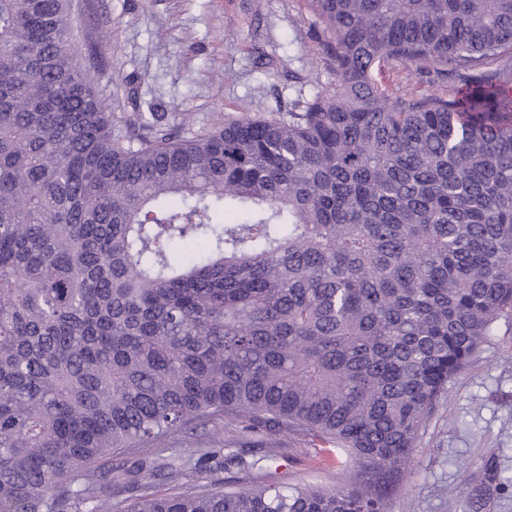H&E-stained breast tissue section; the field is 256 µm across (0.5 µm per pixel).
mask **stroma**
<instances>
[{"instance_id": "1", "label": "stroma", "mask_w": 512, "mask_h": 512, "mask_svg": "<svg viewBox=\"0 0 512 512\" xmlns=\"http://www.w3.org/2000/svg\"><path fill=\"white\" fill-rule=\"evenodd\" d=\"M74 45L112 112H184L194 126L224 115L287 112L324 93L336 72L328 37L306 0H73ZM375 78L395 96H448L452 80L388 62ZM217 431L232 456L253 446L267 469L243 480L233 463L189 470V484L222 480L330 485L345 481L340 450L303 434ZM512 475V318H499L481 351L448 388L403 472L387 476L388 512H512L488 466Z\"/></svg>"}]
</instances>
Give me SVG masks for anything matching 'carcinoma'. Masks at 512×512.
I'll return each instance as SVG.
<instances>
[{"mask_svg":"<svg viewBox=\"0 0 512 512\" xmlns=\"http://www.w3.org/2000/svg\"><path fill=\"white\" fill-rule=\"evenodd\" d=\"M292 112H109L70 0H0V512H387L376 475L512 317V0H306ZM387 60L455 94L392 98ZM343 450L340 485L103 461L217 420ZM160 472L172 491L147 476Z\"/></svg>","mask_w":512,"mask_h":512,"instance_id":"carcinoma-1","label":"carcinoma"}]
</instances>
